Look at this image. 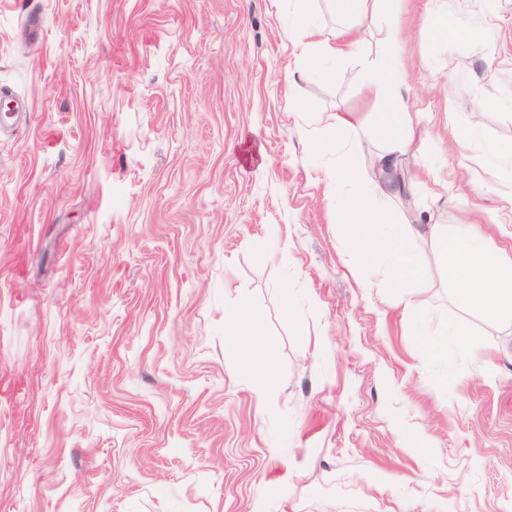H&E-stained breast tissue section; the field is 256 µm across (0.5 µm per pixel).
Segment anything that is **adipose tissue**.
<instances>
[{"label":"adipose tissue","mask_w":512,"mask_h":512,"mask_svg":"<svg viewBox=\"0 0 512 512\" xmlns=\"http://www.w3.org/2000/svg\"><path fill=\"white\" fill-rule=\"evenodd\" d=\"M339 15L349 19L348 27L338 29L333 37L318 40V31L309 16L297 13L290 28L307 39H317L318 51L309 55L310 68L322 70L327 58L340 59L349 54L365 55L363 42L356 31L373 21L380 13L397 14L401 0H334ZM414 122L412 113L396 99L384 104L376 127V135L385 150L380 155L378 168L390 169L394 155L405 144V133ZM397 187L379 177L360 182L355 193L347 195L339 209L342 223L347 224L351 244L356 253L366 259L380 255L392 256L393 261L382 280L383 287L399 289L420 277V269L409 248L417 237L428 239L444 256L448 279L456 283V298L468 308L481 311L492 320H512V256L489 245L477 233L445 224H431L426 230L412 225H389L388 217L374 209L373 200L396 193ZM262 317L259 312L241 311L226 326L242 348L261 343L262 357L257 366L262 373L272 371L277 352L274 341H259Z\"/></svg>","instance_id":"1"}]
</instances>
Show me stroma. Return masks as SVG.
Listing matches in <instances>:
<instances>
[{
  "label": "stroma",
  "instance_id": "obj_1",
  "mask_svg": "<svg viewBox=\"0 0 512 512\" xmlns=\"http://www.w3.org/2000/svg\"><path fill=\"white\" fill-rule=\"evenodd\" d=\"M299 10L345 23L330 0H0V88L31 113L0 136V512H512V321L457 302L420 240L422 277L382 287L337 220L356 181L328 179L347 149L378 167L399 34L418 126L380 209L511 247L512 164L484 155H512V0H403L331 81ZM436 10L469 40L435 39ZM245 304L278 344L262 380L225 333ZM381 53L387 64V68L381 76L382 81L385 83L400 82L405 69L399 34L394 33L387 39Z\"/></svg>",
  "mask_w": 512,
  "mask_h": 512
}]
</instances>
